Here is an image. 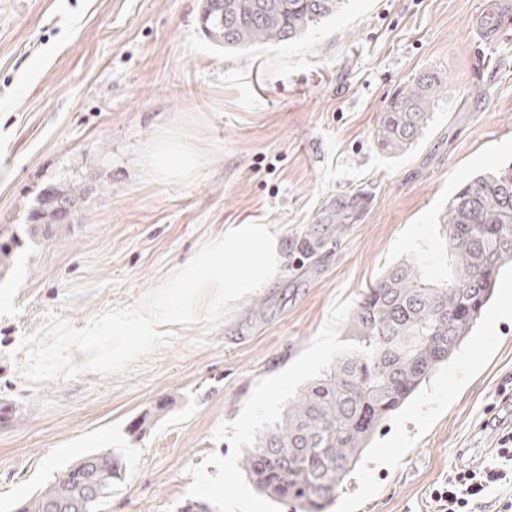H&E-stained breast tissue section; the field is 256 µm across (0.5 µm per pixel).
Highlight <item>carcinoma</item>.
<instances>
[{"label":"carcinoma","instance_id":"cac0c4a2","mask_svg":"<svg viewBox=\"0 0 512 512\" xmlns=\"http://www.w3.org/2000/svg\"><path fill=\"white\" fill-rule=\"evenodd\" d=\"M344 0H202L201 22L217 46L238 49L297 40L333 16ZM447 78L425 70L398 86L380 112L379 147L399 154L421 137ZM77 188H54L32 224H65L79 212ZM336 207L347 224L359 207ZM450 273L425 274L412 257L365 288L353 310L347 350L325 374L309 380L281 417L259 435L241 469L261 495L322 512L354 471L375 430L465 344L512 265V163L463 182L440 218ZM120 468L112 452L88 454L66 467L15 512H105Z\"/></svg>","mask_w":512,"mask_h":512}]
</instances>
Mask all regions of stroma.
Returning <instances> with one entry per match:
<instances>
[{"mask_svg": "<svg viewBox=\"0 0 512 512\" xmlns=\"http://www.w3.org/2000/svg\"><path fill=\"white\" fill-rule=\"evenodd\" d=\"M497 0H346L302 38L215 46L200 0H0V512L93 450L121 463L109 512H292L241 472L253 434L344 346L362 290L407 257L446 275L439 218L468 177L512 160V19L478 40ZM423 69L448 92L406 153L378 115ZM169 143L195 158L157 174ZM87 191L72 223L29 236L46 189ZM359 194L348 224L324 217ZM273 225L278 275L212 331L175 326L127 374L24 383L9 353L55 310L75 327L129 305L228 224ZM512 427V275L448 367L375 435L325 512H437L451 467L495 464ZM224 470L212 488L207 466Z\"/></svg>", "mask_w": 512, "mask_h": 512, "instance_id": "stroma-1", "label": "stroma"}]
</instances>
